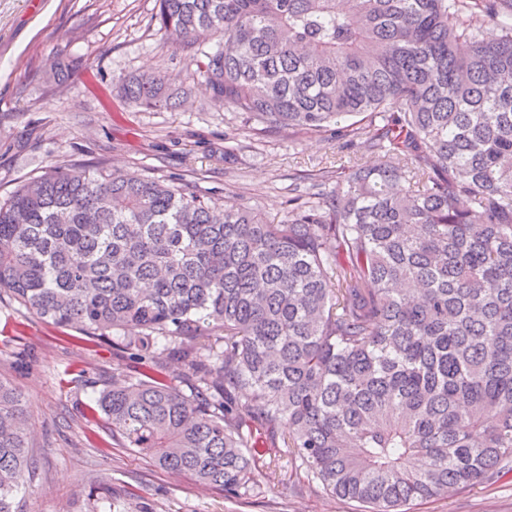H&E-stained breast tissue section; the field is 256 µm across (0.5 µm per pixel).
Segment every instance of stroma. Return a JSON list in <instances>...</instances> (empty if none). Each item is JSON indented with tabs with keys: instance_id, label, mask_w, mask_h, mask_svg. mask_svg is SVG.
<instances>
[{
	"instance_id": "stroma-1",
	"label": "stroma",
	"mask_w": 512,
	"mask_h": 512,
	"mask_svg": "<svg viewBox=\"0 0 512 512\" xmlns=\"http://www.w3.org/2000/svg\"><path fill=\"white\" fill-rule=\"evenodd\" d=\"M156 11L155 0H0V197L54 165L105 166L236 196L276 224L318 169L373 162L330 135L265 128L211 102L190 80L186 53L162 39ZM56 61L71 66L66 84L53 77ZM151 70L185 88L179 108L145 111L118 96L124 78ZM129 370L116 344L71 339L0 295V377L24 395L39 473L38 486L15 495L21 512H359L285 448L260 460L237 496L119 445L102 456L104 420L84 412ZM407 512H512V471Z\"/></svg>"
}]
</instances>
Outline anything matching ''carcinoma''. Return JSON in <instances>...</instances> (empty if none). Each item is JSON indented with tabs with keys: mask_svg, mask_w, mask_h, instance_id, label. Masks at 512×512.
<instances>
[{
	"mask_svg": "<svg viewBox=\"0 0 512 512\" xmlns=\"http://www.w3.org/2000/svg\"><path fill=\"white\" fill-rule=\"evenodd\" d=\"M155 18L228 111L352 145L368 127L379 159L315 174L281 224L104 166L0 198V293L137 365L87 411L228 494L266 453L245 427L285 419L282 447L373 512L512 471V0H157ZM121 94L178 100L160 72ZM26 425L0 381V512L31 481Z\"/></svg>",
	"mask_w": 512,
	"mask_h": 512,
	"instance_id": "obj_1",
	"label": "carcinoma"
}]
</instances>
